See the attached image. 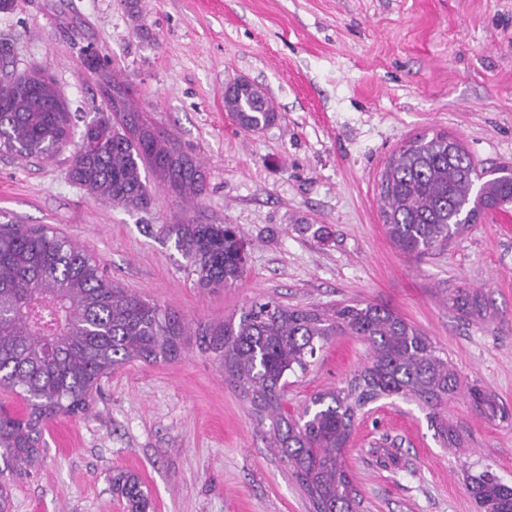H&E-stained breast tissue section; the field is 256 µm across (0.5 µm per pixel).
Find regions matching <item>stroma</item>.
Returning <instances> with one entry per match:
<instances>
[{
	"label": "stroma",
	"mask_w": 512,
	"mask_h": 512,
	"mask_svg": "<svg viewBox=\"0 0 512 512\" xmlns=\"http://www.w3.org/2000/svg\"><path fill=\"white\" fill-rule=\"evenodd\" d=\"M18 0L0 12V67L45 70L71 113L70 148L50 159L0 154V223L46 225L93 253L108 277L178 314L217 324L256 298L322 310L387 306L448 356L461 380L438 410L382 398L356 420L344 460L368 512H477L463 474L512 486V232L492 217L421 258L400 254L378 184L423 133L459 140L475 162L512 163V0ZM95 50L133 105L202 166V193L175 197L149 175L145 209L102 201L68 177L72 146L105 107ZM261 86L276 122L242 130L224 89ZM231 224L247 245L242 281L199 287L170 224ZM483 296L468 316L456 289ZM178 358L102 380L88 412L43 430L40 460L12 481V512H123L115 471L135 472L150 512H315L249 400L183 336ZM362 339L330 337L290 377L289 409L346 384ZM509 417L490 419L470 389ZM458 431L442 442L438 422Z\"/></svg>",
	"instance_id": "1"
}]
</instances>
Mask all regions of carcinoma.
I'll use <instances>...</instances> for the list:
<instances>
[{"mask_svg":"<svg viewBox=\"0 0 512 512\" xmlns=\"http://www.w3.org/2000/svg\"><path fill=\"white\" fill-rule=\"evenodd\" d=\"M106 109L85 127L71 179L116 205L145 209L152 201L146 171L191 199L203 174L142 119L127 88L108 76ZM224 109L239 127L256 131L275 120L266 92L237 81L224 92ZM71 112L48 75L33 70L0 80V154L50 158L70 135ZM381 218L400 252L421 257L449 244L490 208L512 206V164L479 168L446 133L414 137L381 174ZM170 235L202 288H224L246 271L245 243L231 224H172ZM463 312H481L476 294L457 291ZM181 322L156 303L115 284L99 261L44 226L0 224V388L25 403V413L0 412L4 470L25 473L37 462L46 423L90 407L100 378L133 362L176 358ZM365 340L370 357L346 385L320 392L302 413L288 411V376L305 372L329 337ZM198 347L215 356L250 400L259 421H270L272 444L293 468L316 512H357L360 502L343 461L357 413L382 396L415 399L434 410L460 389L458 375L429 336L398 312L373 303H343L330 312L256 299L238 319L201 327ZM479 411L500 407L476 387ZM479 512H512V486L481 474L467 476ZM126 512H147L137 476L112 475Z\"/></svg>","mask_w":512,"mask_h":512,"instance_id":"1","label":"carcinoma"}]
</instances>
